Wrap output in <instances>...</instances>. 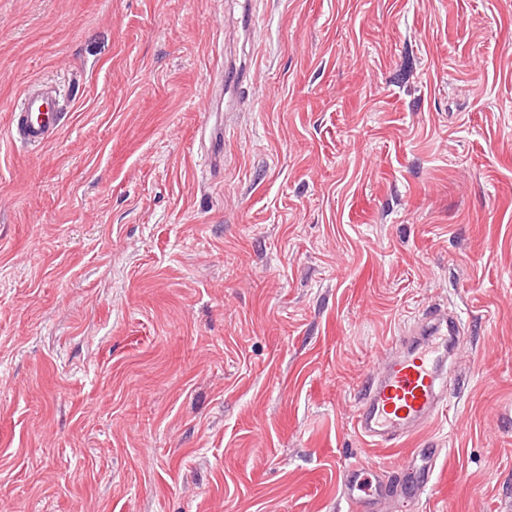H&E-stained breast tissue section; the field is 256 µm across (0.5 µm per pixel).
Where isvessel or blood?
<instances>
[{"label":"vessel or blood","instance_id":"vessel-or-blood-1","mask_svg":"<svg viewBox=\"0 0 512 512\" xmlns=\"http://www.w3.org/2000/svg\"><path fill=\"white\" fill-rule=\"evenodd\" d=\"M65 114L59 99L28 89L19 100L10 135L32 148L48 142ZM460 340L456 322L435 312L410 333L398 337L382 368L368 377L354 416L357 433L371 447H393L414 435L422 422L442 413L447 398L446 366ZM436 449L415 448L399 464L397 476L406 478L407 492L419 498L435 484ZM353 468L341 477L342 497L348 512H370V500L354 493Z\"/></svg>","mask_w":512,"mask_h":512}]
</instances>
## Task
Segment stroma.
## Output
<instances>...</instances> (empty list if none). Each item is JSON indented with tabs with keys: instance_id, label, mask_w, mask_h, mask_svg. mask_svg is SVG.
Instances as JSON below:
<instances>
[{
	"instance_id": "35a3bbf8",
	"label": "stroma",
	"mask_w": 512,
	"mask_h": 512,
	"mask_svg": "<svg viewBox=\"0 0 512 512\" xmlns=\"http://www.w3.org/2000/svg\"><path fill=\"white\" fill-rule=\"evenodd\" d=\"M439 307L438 477L382 512H512V0H0V512H344ZM65 115L56 92L50 95L31 87L16 106L10 135L29 147H41L56 134ZM460 334L446 312H434L395 340L382 368L365 380L354 416L368 446H397L443 412L447 361Z\"/></svg>"
}]
</instances>
